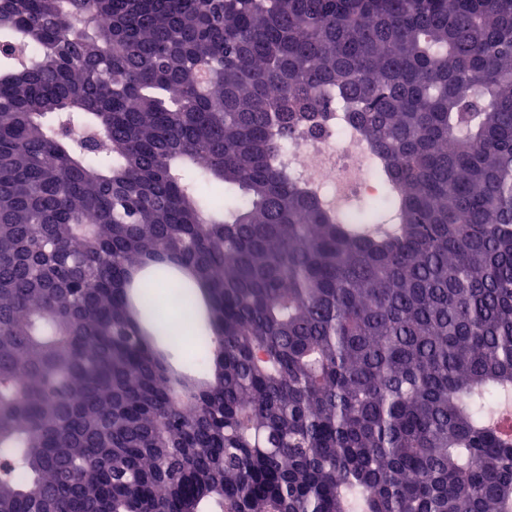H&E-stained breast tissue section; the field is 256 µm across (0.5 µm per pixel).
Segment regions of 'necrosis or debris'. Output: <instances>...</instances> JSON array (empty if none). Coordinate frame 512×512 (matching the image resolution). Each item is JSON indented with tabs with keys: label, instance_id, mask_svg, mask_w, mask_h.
Wrapping results in <instances>:
<instances>
[{
	"label": "necrosis or debris",
	"instance_id": "1",
	"mask_svg": "<svg viewBox=\"0 0 512 512\" xmlns=\"http://www.w3.org/2000/svg\"><path fill=\"white\" fill-rule=\"evenodd\" d=\"M297 184L317 193L343 219H350L354 199L385 198L387 184L375 175L377 158L355 126L331 114L325 130L289 141L279 157Z\"/></svg>",
	"mask_w": 512,
	"mask_h": 512
}]
</instances>
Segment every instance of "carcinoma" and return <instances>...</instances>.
Returning a JSON list of instances; mask_svg holds the SVG:
<instances>
[{
	"label": "carcinoma",
	"instance_id": "cac0c4a2",
	"mask_svg": "<svg viewBox=\"0 0 512 512\" xmlns=\"http://www.w3.org/2000/svg\"><path fill=\"white\" fill-rule=\"evenodd\" d=\"M333 105L380 223L275 163ZM507 418L512 0H0V512H512ZM195 336L181 341L180 345L184 356L178 354V356L170 357V363L174 370L183 371L185 374L192 376L203 374V369L195 363V360L199 356H204V345L201 339Z\"/></svg>",
	"mask_w": 512,
	"mask_h": 512
}]
</instances>
